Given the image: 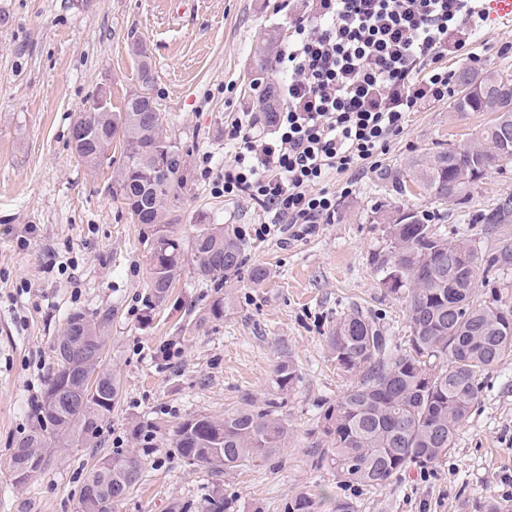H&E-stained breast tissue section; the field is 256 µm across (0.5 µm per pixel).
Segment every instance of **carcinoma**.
Masks as SVG:
<instances>
[{"instance_id": "carcinoma-1", "label": "carcinoma", "mask_w": 512, "mask_h": 512, "mask_svg": "<svg viewBox=\"0 0 512 512\" xmlns=\"http://www.w3.org/2000/svg\"><path fill=\"white\" fill-rule=\"evenodd\" d=\"M277 35L270 33L254 54L253 66H273ZM140 65V90L128 95L120 111L86 107L75 124L86 131L78 160L97 169L112 166V143L121 146V162L112 195L151 233L152 298H165L190 254L199 276L213 279L237 267L243 250L238 231L222 224H200L184 240L167 221L164 204L183 186L182 156L167 135V116L151 97L154 75ZM456 112H495L480 138L458 149L439 146L408 163L411 181L436 200L469 202L476 178L512 162V80L496 71L476 80L466 71ZM512 221V196L474 212L470 223L494 235ZM390 248L376 259L381 285L406 303L409 336L402 344L363 310L352 309L336 321L327 337L339 370L351 377L347 390L329 404L320 424L331 445L324 460L344 485L379 487L411 466L426 468L448 456L459 425L474 405L482 375L512 354V310L498 300L479 299L477 291L512 265V243L480 251L464 240L448 238L431 215L410 210L392 220ZM112 310L70 313L57 341L69 347L56 355L44 395L32 407L30 433L12 456L13 472L28 480L43 469L55 448H85L97 438L121 393L120 380L102 368ZM297 379L292 359L274 368V383L285 393ZM57 403L47 404L50 396ZM241 407L222 419L193 415L172 431L175 453L189 466L215 478L204 512H231L222 477L247 465L270 461L288 447V427L280 417L283 400L258 404L241 396ZM144 462L135 455L112 457V469L95 465L88 473L76 512H114L143 478ZM283 512H313L312 500L298 495Z\"/></svg>"}]
</instances>
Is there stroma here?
I'll use <instances>...</instances> for the list:
<instances>
[{"label": "stroma", "mask_w": 512, "mask_h": 512, "mask_svg": "<svg viewBox=\"0 0 512 512\" xmlns=\"http://www.w3.org/2000/svg\"><path fill=\"white\" fill-rule=\"evenodd\" d=\"M288 0H0V512H76L87 472L102 458L141 451L134 425L155 429L140 484L116 512H201L212 491L206 470L186 466L170 434L197 413L214 418L239 407L242 393L283 397L287 450L274 464L239 468L224 478L234 512H281L298 494L317 512L348 499L356 512H485L512 505V356L483 376L469 418L448 458L409 467L384 486L337 484L312 450L317 421L350 385L326 337L353 306L372 311L396 338L407 334L402 300L388 294L376 269L390 243L381 214L460 208L419 189L399 193L392 180L408 159L437 143L464 148L487 126V112L460 113L453 99L410 113L374 168L354 176L325 224H279L256 236L263 215L245 196H224L216 178L234 153L224 129L261 109L259 94L280 77L258 74L252 55L276 32L287 39ZM142 40L155 76L153 97L169 116L168 135L184 160V186L164 209L178 235L199 224H224L244 240L241 263L204 281L192 260L166 300L150 299V228L132 220L110 190V171L89 170L72 153L71 127L99 89L120 108L139 90ZM476 61L449 57V70H496L512 76V25L487 20ZM271 276L254 283L255 266ZM223 300L221 318L199 323ZM111 309L103 364L121 382V399L93 448H57L45 467L18 483L10 458L32 425L56 362L66 316ZM290 356L299 379L278 393L273 369Z\"/></svg>", "instance_id": "obj_1"}]
</instances>
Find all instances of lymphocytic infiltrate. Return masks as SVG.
Returning <instances> with one entry per match:
<instances>
[{"label": "lymphocytic infiltrate", "instance_id": "obj_1", "mask_svg": "<svg viewBox=\"0 0 512 512\" xmlns=\"http://www.w3.org/2000/svg\"><path fill=\"white\" fill-rule=\"evenodd\" d=\"M484 0H301L277 62L288 71L272 122L246 112L226 134L225 196H247L275 224L330 220L345 181H326L385 153L410 112L447 98V55L474 58Z\"/></svg>", "mask_w": 512, "mask_h": 512}]
</instances>
